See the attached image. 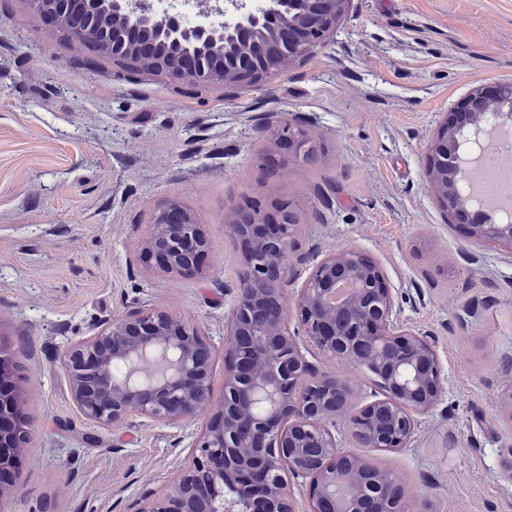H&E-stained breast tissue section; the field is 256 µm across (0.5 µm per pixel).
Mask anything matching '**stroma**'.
<instances>
[{
	"label": "stroma",
	"instance_id": "1",
	"mask_svg": "<svg viewBox=\"0 0 512 512\" xmlns=\"http://www.w3.org/2000/svg\"><path fill=\"white\" fill-rule=\"evenodd\" d=\"M512 83V0H351L334 41L258 88H174L120 70L31 10L0 0V347L28 419L0 512H127L172 483L183 429L135 417L102 430L77 412L68 340L143 306L207 328L224 399V320L243 269L224 219L290 204L302 252H367L400 319L428 334L446 393L408 447L340 446L403 476L416 512H512V250L467 240L428 186L426 149L483 84ZM301 121L313 161L277 158L266 113ZM178 199L208 241L202 274L131 259L151 215Z\"/></svg>",
	"mask_w": 512,
	"mask_h": 512
}]
</instances>
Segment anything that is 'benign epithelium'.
I'll return each instance as SVG.
<instances>
[{"label":"benign epithelium","instance_id":"benign-epithelium-1","mask_svg":"<svg viewBox=\"0 0 512 512\" xmlns=\"http://www.w3.org/2000/svg\"><path fill=\"white\" fill-rule=\"evenodd\" d=\"M71 40L125 71L176 86H257L326 43L351 0H231L194 24L176 9L144 0H28ZM112 17V23L105 22ZM512 128V83L473 90L451 111L427 149L430 190L472 241L512 248V224L470 217L461 146L480 143L481 125ZM259 131L294 155L311 150L305 130L277 112ZM244 248V266L224 324V400L195 432L167 492L137 499L130 512H295L287 476L309 480L310 512H411L397 473L340 448L332 427L343 416L363 443L382 452L406 448L422 416L446 393L447 377L428 336L400 329L383 270L346 248L315 262L304 280L288 256L295 244L290 205H256L225 218ZM207 240L192 213L171 200L154 213L137 255L183 276L201 271ZM301 331L289 326L286 288L296 281ZM350 363L375 377L381 397L352 404L353 391L321 372L303 350ZM209 332L176 314L137 308L70 341L62 362L74 405L107 429L132 417L184 428L212 397ZM0 348V485L14 478L26 439L17 385L5 378Z\"/></svg>","mask_w":512,"mask_h":512}]
</instances>
